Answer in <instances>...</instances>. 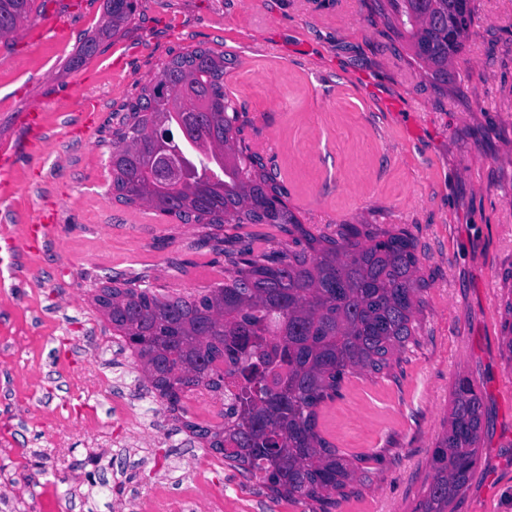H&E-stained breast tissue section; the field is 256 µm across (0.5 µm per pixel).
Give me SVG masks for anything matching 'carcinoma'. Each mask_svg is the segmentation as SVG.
<instances>
[{"label": "carcinoma", "mask_w": 512, "mask_h": 512, "mask_svg": "<svg viewBox=\"0 0 512 512\" xmlns=\"http://www.w3.org/2000/svg\"><path fill=\"white\" fill-rule=\"evenodd\" d=\"M32 0H0V36L17 30ZM415 56L448 78L472 25L471 0H390ZM134 0H106L99 33L118 31ZM165 123L171 139H153ZM247 120L224 92V55L195 48L171 56L160 75L122 105L112 127V195L195 224L224 255V281L164 295L144 277L114 279L94 302L145 367L151 392L189 436L270 495L330 512L359 467L320 435L318 409L353 371L380 374L417 342L425 281L403 230L372 235L354 224L316 234L288 207V191L247 141ZM176 170L166 181L159 170ZM226 224H274L295 248L254 252L224 246ZM194 390L227 398L224 425L186 418ZM483 402L473 382H455L435 476L415 512H450L479 453Z\"/></svg>", "instance_id": "carcinoma-1"}]
</instances>
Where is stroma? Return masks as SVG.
<instances>
[{"label":"stroma","mask_w":512,"mask_h":512,"mask_svg":"<svg viewBox=\"0 0 512 512\" xmlns=\"http://www.w3.org/2000/svg\"><path fill=\"white\" fill-rule=\"evenodd\" d=\"M471 5L470 36L442 82L386 20L387 0H136L77 68L104 0H33L29 20L0 38V148L16 154L0 174V340H27L0 356V480L18 474L28 486L0 512H114L145 497L157 473L178 498L203 470L224 512H308L192 442L93 303L112 277L143 276L166 294L224 279L197 225L112 195L114 113L171 54L197 47L224 54V88L301 223L405 229L427 282L416 343L386 374H349L320 413L341 452L383 457L333 512H413L463 375L483 419L453 512H512V0ZM33 109L36 142L21 122ZM38 219L53 230L26 248ZM33 366L44 390L14 389ZM122 397L161 447H113ZM73 472L87 478L77 492Z\"/></svg>","instance_id":"obj_1"}]
</instances>
